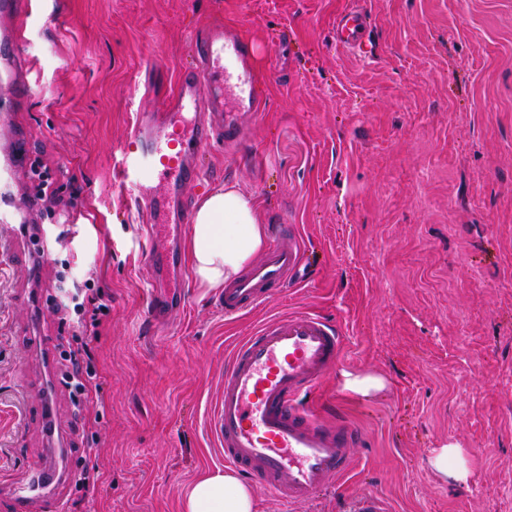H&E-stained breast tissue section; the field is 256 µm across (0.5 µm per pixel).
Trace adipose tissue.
Returning a JSON list of instances; mask_svg holds the SVG:
<instances>
[{"label": "adipose tissue", "mask_w": 512, "mask_h": 512, "mask_svg": "<svg viewBox=\"0 0 512 512\" xmlns=\"http://www.w3.org/2000/svg\"><path fill=\"white\" fill-rule=\"evenodd\" d=\"M258 198L227 183L198 202L190 236L191 263L199 287L223 288L265 247ZM185 512H258L252 489L234 472L207 475L189 490Z\"/></svg>", "instance_id": "obj_1"}]
</instances>
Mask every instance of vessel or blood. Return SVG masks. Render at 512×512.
<instances>
[{
    "mask_svg": "<svg viewBox=\"0 0 512 512\" xmlns=\"http://www.w3.org/2000/svg\"><path fill=\"white\" fill-rule=\"evenodd\" d=\"M32 0H0V16L14 30H0V45L13 58L23 54L22 24ZM372 17L364 10L336 19V44L359 53L364 28ZM190 65L174 76L168 95L155 111L136 117L120 148L116 178L131 205L150 217L145 254L156 287H170L181 259L176 244L192 219L184 187L197 177L195 157L213 142L236 139V118L224 112V93L232 91L237 109L262 111L264 92L255 81L248 41L216 26L192 39ZM28 148L13 132L11 117L0 114V222H24L30 200L13 190ZM304 242L286 225L272 227L261 257L237 279L225 284L216 305L225 315L251 311L272 299L301 275ZM170 310L168 298L154 296L147 308L148 334H162ZM344 334L337 322L298 312L273 318L233 349L215 399L209 431L225 464L238 469L257 489L290 501L313 498L329 477H343L352 465L357 431L322 422L307 401L316 385L342 358ZM62 480L50 464L28 467L7 490L10 512H55L54 489Z\"/></svg>",
    "mask_w": 512,
    "mask_h": 512,
    "instance_id": "vessel-or-blood-1",
    "label": "vessel or blood"
}]
</instances>
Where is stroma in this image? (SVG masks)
Segmentation results:
<instances>
[{"label":"stroma","mask_w":512,"mask_h":512,"mask_svg":"<svg viewBox=\"0 0 512 512\" xmlns=\"http://www.w3.org/2000/svg\"><path fill=\"white\" fill-rule=\"evenodd\" d=\"M352 6L373 17L371 53L336 44ZM215 23L251 43L266 109L240 114L243 138L205 151L186 193L239 183L264 224L297 225L317 275L232 317L191 288L153 340L145 219L114 182L118 150L152 107L145 79L166 90ZM24 36L32 92L9 101L12 123L77 221L41 205L35 237L56 245L37 263L0 225L13 247L0 262L1 476L50 456L75 475L83 456L103 482L92 498L57 489L60 512H184L189 488L224 468L208 419L231 347L265 317L308 311L340 322L341 370L387 387L361 399L328 376L324 421L360 432L352 472L306 503L258 493L259 512H344L369 493L389 512H512V0H36ZM63 278L112 295L96 348L105 405L87 404L79 430L35 343L72 340L36 304ZM40 408L70 436L48 440ZM451 443L467 483L429 465Z\"/></svg>","instance_id":"1"}]
</instances>
